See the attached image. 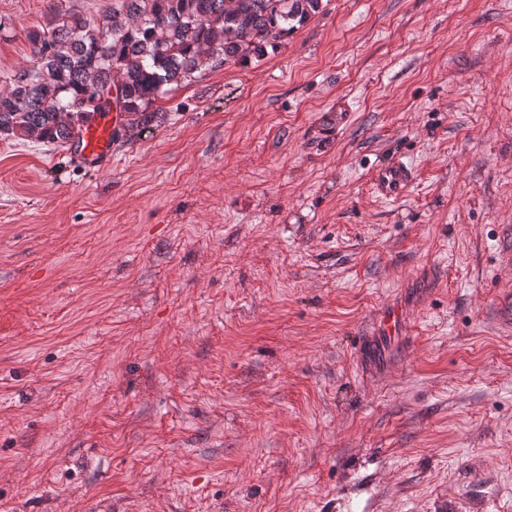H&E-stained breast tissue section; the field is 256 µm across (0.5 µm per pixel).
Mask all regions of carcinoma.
Segmentation results:
<instances>
[{
	"instance_id": "carcinoma-1",
	"label": "carcinoma",
	"mask_w": 512,
	"mask_h": 512,
	"mask_svg": "<svg viewBox=\"0 0 512 512\" xmlns=\"http://www.w3.org/2000/svg\"><path fill=\"white\" fill-rule=\"evenodd\" d=\"M322 9V0H114L103 22L58 14L26 29L32 61L0 89V138L76 142L117 100L145 125L172 85L209 65L263 55Z\"/></svg>"
}]
</instances>
